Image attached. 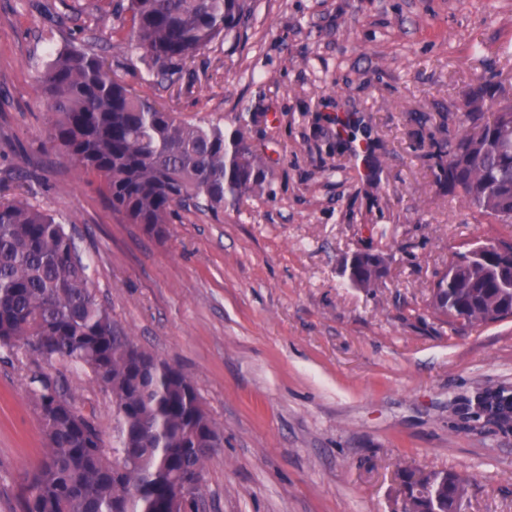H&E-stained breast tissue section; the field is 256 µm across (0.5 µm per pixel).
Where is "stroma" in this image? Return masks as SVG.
Here are the masks:
<instances>
[{"instance_id": "1", "label": "stroma", "mask_w": 512, "mask_h": 512, "mask_svg": "<svg viewBox=\"0 0 512 512\" xmlns=\"http://www.w3.org/2000/svg\"><path fill=\"white\" fill-rule=\"evenodd\" d=\"M250 7L166 87L123 45L115 0H0V196L61 221L97 301L197 388L224 434L201 512H400L407 468L460 473L461 512H512V432L467 406L512 389V320L457 334L429 308L453 252L512 236L469 223L433 175L436 141L463 128V94L499 83L512 95V0ZM90 43L184 122L250 121L271 157L263 191L180 212L161 240L113 213L99 179L52 148L36 91L51 51ZM364 250L388 260L372 288L344 271ZM44 370L104 439L116 425L88 369L0 350V512H19L44 455L29 395Z\"/></svg>"}]
</instances>
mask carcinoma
<instances>
[{"instance_id":"carcinoma-1","label":"carcinoma","mask_w":512,"mask_h":512,"mask_svg":"<svg viewBox=\"0 0 512 512\" xmlns=\"http://www.w3.org/2000/svg\"><path fill=\"white\" fill-rule=\"evenodd\" d=\"M128 43L157 82L174 84L188 61L246 19L248 0H126ZM50 140L76 170L102 181L112 211L161 240L178 210L217 213L263 189L269 156L248 123L230 133L188 124L156 99L134 92L91 49L63 48L39 77ZM464 100L470 128L439 146L434 183L463 200L479 224H512V104L481 85ZM510 111H503V107ZM455 253L434 282L433 314L450 329L512 319V240ZM354 286L379 281L384 257L356 253ZM88 369L112 395L117 424L107 447L90 418L39 372L30 396L46 441L23 479L21 512H160L166 494L190 487L223 444L192 381L141 349L90 289L88 266L65 226L20 198H0V348ZM471 417L488 413L512 430V390H486ZM461 477L404 474L403 512H457Z\"/></svg>"}]
</instances>
